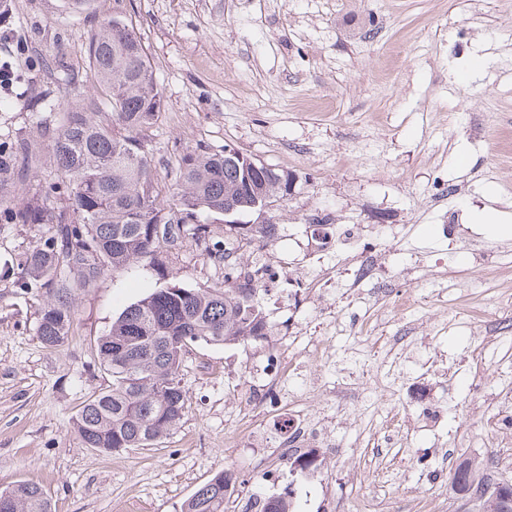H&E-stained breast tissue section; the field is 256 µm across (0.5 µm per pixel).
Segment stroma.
I'll return each instance as SVG.
<instances>
[{
	"label": "stroma",
	"instance_id": "35a3bbf8",
	"mask_svg": "<svg viewBox=\"0 0 512 512\" xmlns=\"http://www.w3.org/2000/svg\"><path fill=\"white\" fill-rule=\"evenodd\" d=\"M503 0H93L89 11L68 0H11L9 24L27 43L11 54L21 76L0 101V142L23 141L28 161L9 189L15 203L44 196L56 174L48 130L64 105L98 88L87 53L101 23L121 17L141 35L165 102L147 133L159 180L172 183L184 153L234 148L292 173L290 195L275 210L277 235L267 243L297 279L309 274L313 215L357 228L336 249L338 280L352 257L372 248L376 227L386 246L381 268L392 295L412 290L417 343L398 371L387 352L402 324L391 297L359 292L310 293L303 309L285 294L264 305L269 339L248 345L192 344L180 382L186 413L154 445L105 454L85 447L74 428L82 403L108 390L97 341L126 306L160 287L143 267L106 271L72 295L67 340L49 347L36 334L43 288L23 287L25 254L53 232L49 224L0 221V490L21 481L42 487L52 512H180L213 474L231 467L237 484L267 495L303 498L306 512H337V502L376 499L378 473L407 477L425 492L430 512H461L447 458L484 459L490 422L506 441L493 480H512V424L498 394L512 391V348L481 352L488 320L452 325L461 289L491 265L512 279V238L475 224L494 210L512 225V16ZM484 53V72L467 59ZM160 261L180 286L223 285L224 272L191 237L164 248ZM337 323L326 329L322 312ZM381 312L384 337H353L359 317ZM322 338L329 356L297 357L288 333ZM296 358L309 392L310 415L334 412L341 383L386 391L335 414L354 452L321 453L314 465L292 464L277 447L288 409L273 400L256 424V446L228 448L244 395L264 384L272 356ZM396 408L386 428L381 409ZM409 434L404 450L380 461L368 440ZM268 456L283 474L269 485L256 474Z\"/></svg>",
	"mask_w": 512,
	"mask_h": 512
}]
</instances>
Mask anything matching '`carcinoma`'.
<instances>
[{
	"instance_id": "cac0c4a2",
	"label": "carcinoma",
	"mask_w": 512,
	"mask_h": 512,
	"mask_svg": "<svg viewBox=\"0 0 512 512\" xmlns=\"http://www.w3.org/2000/svg\"><path fill=\"white\" fill-rule=\"evenodd\" d=\"M88 57L98 85L109 93L112 111L93 98L64 113L52 150L57 178L44 197L10 205L3 192L15 180L28 154L23 144L0 143V213L9 224H53L54 232L25 256L22 270L50 285L37 334L48 346L67 339L75 288L93 284L105 268L151 266L160 250L191 231L205 250L207 225L200 213L224 217V248L238 241L264 243L277 224H244L254 198L270 203L289 194L267 171L254 174L248 192L237 159L217 152L181 157L175 188L158 181L145 132L164 112V101L150 70L140 34L112 20L101 24L88 42ZM65 195L69 209L55 211L49 201ZM234 207L231 215L224 206ZM252 279L224 274V286L191 289L168 282L125 307L98 341L100 365L112 388L89 397L76 416L84 445L112 453L144 448L174 429L185 414L186 391L178 380L190 344L247 345L271 334ZM466 512H504L494 497L496 485L484 481L479 465L460 462L454 474ZM233 482L230 469L216 473L185 501L181 512H224ZM11 512H51L43 489L20 482L7 489ZM259 512H292L281 496H263Z\"/></svg>"
}]
</instances>
